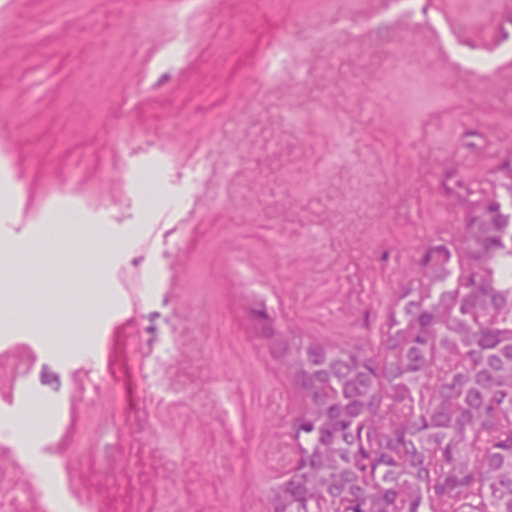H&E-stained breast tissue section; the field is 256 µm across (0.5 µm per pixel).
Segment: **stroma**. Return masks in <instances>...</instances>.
<instances>
[{"label": "stroma", "instance_id": "35a3bbf8", "mask_svg": "<svg viewBox=\"0 0 512 512\" xmlns=\"http://www.w3.org/2000/svg\"><path fill=\"white\" fill-rule=\"evenodd\" d=\"M423 5L451 48L384 0H0V414L33 391L59 408L42 455L68 460L74 504L266 512L299 454V393L263 321L378 338L419 249L462 222L443 185L489 176L512 142V0ZM476 55L493 76L458 67ZM65 209L117 236L154 225L123 268L176 267L172 286L127 293L89 363L71 347L88 297L53 319L15 250ZM106 260L61 254L58 287L88 276L105 295ZM48 494L39 468L0 466V512H45Z\"/></svg>", "mask_w": 512, "mask_h": 512}]
</instances>
